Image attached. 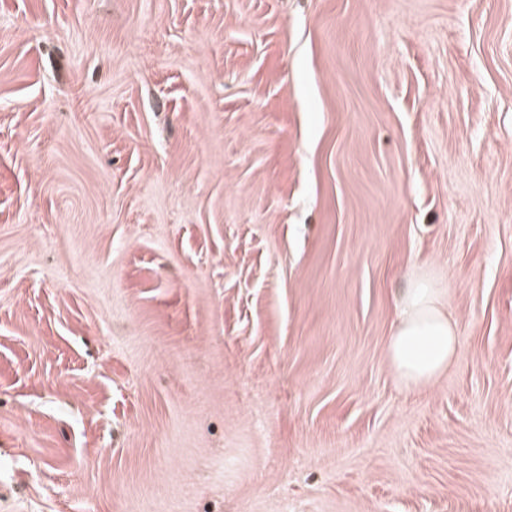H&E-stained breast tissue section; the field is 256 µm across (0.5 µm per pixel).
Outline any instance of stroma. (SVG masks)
I'll use <instances>...</instances> for the list:
<instances>
[{
  "instance_id": "obj_1",
  "label": "stroma",
  "mask_w": 512,
  "mask_h": 512,
  "mask_svg": "<svg viewBox=\"0 0 512 512\" xmlns=\"http://www.w3.org/2000/svg\"><path fill=\"white\" fill-rule=\"evenodd\" d=\"M0 512H512V0H0ZM445 288L425 278L410 281L402 293L396 325L386 344L387 358L406 390H418L452 364L459 344L448 314Z\"/></svg>"
}]
</instances>
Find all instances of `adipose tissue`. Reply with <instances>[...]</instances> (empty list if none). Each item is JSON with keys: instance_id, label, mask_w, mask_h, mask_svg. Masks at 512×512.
<instances>
[{"instance_id": "obj_1", "label": "adipose tissue", "mask_w": 512, "mask_h": 512, "mask_svg": "<svg viewBox=\"0 0 512 512\" xmlns=\"http://www.w3.org/2000/svg\"><path fill=\"white\" fill-rule=\"evenodd\" d=\"M457 328L444 289L427 279L410 281L402 293L396 325L386 344L387 358L406 390L420 389L452 364Z\"/></svg>"}]
</instances>
